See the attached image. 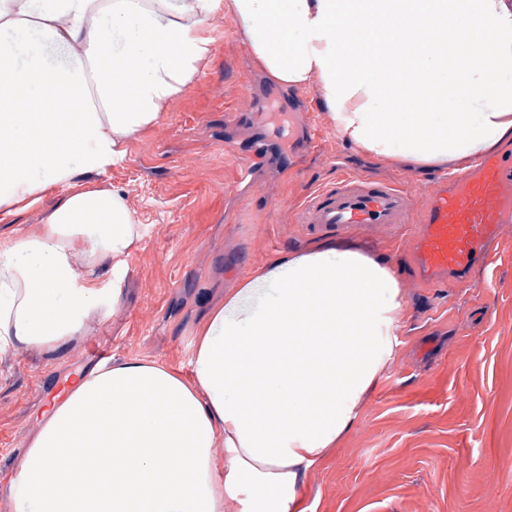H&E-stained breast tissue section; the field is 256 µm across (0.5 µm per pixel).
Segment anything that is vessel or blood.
Returning <instances> with one entry per match:
<instances>
[{
  "label": "vessel or blood",
  "mask_w": 512,
  "mask_h": 512,
  "mask_svg": "<svg viewBox=\"0 0 512 512\" xmlns=\"http://www.w3.org/2000/svg\"><path fill=\"white\" fill-rule=\"evenodd\" d=\"M414 206L404 185L343 177L310 195L299 217L316 231L379 224L393 235L413 234L421 279L439 285L462 281L474 269L494 265V245L504 224L512 222V150L433 186L417 226L411 222Z\"/></svg>",
  "instance_id": "b4317fda"
}]
</instances>
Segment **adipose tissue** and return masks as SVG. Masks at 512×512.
I'll list each match as a JSON object with an SVG mask.
<instances>
[{"mask_svg":"<svg viewBox=\"0 0 512 512\" xmlns=\"http://www.w3.org/2000/svg\"><path fill=\"white\" fill-rule=\"evenodd\" d=\"M219 15L379 161L455 170L512 136V0H0L1 355L59 350L121 304L144 227L96 181L194 81ZM54 189L40 231L16 230ZM405 313L387 259L280 253L198 324L186 371L128 358L83 374L0 494L12 512H304Z\"/></svg>","mask_w":512,"mask_h":512,"instance_id":"adipose-tissue-1","label":"adipose tissue"}]
</instances>
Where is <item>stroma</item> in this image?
I'll return each instance as SVG.
<instances>
[{
	"label": "stroma",
	"mask_w": 512,
	"mask_h": 512,
	"mask_svg": "<svg viewBox=\"0 0 512 512\" xmlns=\"http://www.w3.org/2000/svg\"><path fill=\"white\" fill-rule=\"evenodd\" d=\"M190 88L130 142L106 183L124 188L145 233L122 305L55 353L0 356V464L37 431L93 345L114 358L185 366L203 314L278 253L320 243L389 255L407 304L396 361L350 431L302 489L308 512H512V224L493 280L437 288L414 280L403 243L365 226L313 233L308 194L341 175L425 186L431 172L387 165L349 145L314 88L271 82L231 17ZM255 106L231 124L243 92ZM233 152H225V143ZM284 200L281 208L272 207Z\"/></svg>",
	"instance_id": "stroma-1"
}]
</instances>
